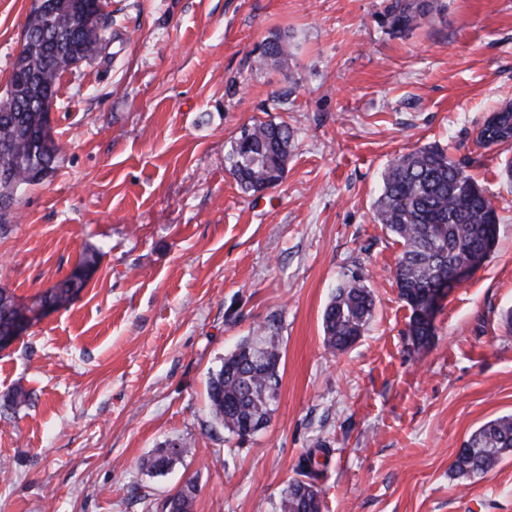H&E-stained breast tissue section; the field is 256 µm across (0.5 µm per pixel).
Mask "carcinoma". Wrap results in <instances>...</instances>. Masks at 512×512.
<instances>
[{"label":"carcinoma","instance_id":"cac0c4a2","mask_svg":"<svg viewBox=\"0 0 512 512\" xmlns=\"http://www.w3.org/2000/svg\"><path fill=\"white\" fill-rule=\"evenodd\" d=\"M62 9H31L22 49L16 58L5 96L0 97V232L16 218L15 204L31 185L52 174L61 149L44 135L48 113L43 106L57 98L64 72L79 61L105 55L109 40L98 30L109 26L107 0H61ZM444 0H394L390 23L405 32L420 20L444 14ZM288 40L266 39L257 60L260 67L284 64ZM486 123L479 139L486 145L512 141V105L503 104ZM294 133L283 123L245 126L227 156L230 171L246 191L275 186L283 177ZM378 223L397 239L401 252L394 279L401 298L411 309L409 333L419 348L429 343L434 324L420 313L426 295L437 287H452L454 272L471 264L496 240L499 218L492 200L463 168L435 145L424 146L394 159L384 170L374 201ZM86 286L69 276L40 296L36 305L68 300ZM374 298L367 279L352 271L337 286L323 316V342L333 353L351 347L366 330ZM23 311L15 296L0 288V332L12 326ZM274 326L245 338L219 369L210 374L208 397L212 414L229 435L242 440L247 424L269 420L278 393L281 354ZM187 452L184 443L170 444L144 459L140 467L163 473ZM329 449L319 441L307 449L298 477L281 491L278 512H321L316 481L323 474L316 460ZM512 453V414L492 419L475 430L460 449L455 468L468 477H483ZM197 489L186 484L172 501V512H193Z\"/></svg>","mask_w":512,"mask_h":512}]
</instances>
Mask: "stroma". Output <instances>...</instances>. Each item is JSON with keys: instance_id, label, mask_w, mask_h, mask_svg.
Segmentation results:
<instances>
[{"instance_id": "obj_1", "label": "stroma", "mask_w": 512, "mask_h": 512, "mask_svg": "<svg viewBox=\"0 0 512 512\" xmlns=\"http://www.w3.org/2000/svg\"><path fill=\"white\" fill-rule=\"evenodd\" d=\"M393 2L108 0L109 59L60 80V166L0 233V287L27 306L97 255L80 293L0 350V512H164L188 482L194 512H277L319 439L322 512H512V455L479 480L454 469L474 430L512 413V142L479 140L512 100V0H445L402 33ZM32 3L0 0V94ZM274 34L287 66L256 67ZM268 120L293 152L278 185L247 194L226 156ZM434 144L490 196L498 237L418 349L373 202L387 164ZM348 270L369 273L375 309L334 355L322 314ZM271 323L277 402L240 444L207 380ZM171 442L188 453L140 469Z\"/></svg>"}]
</instances>
